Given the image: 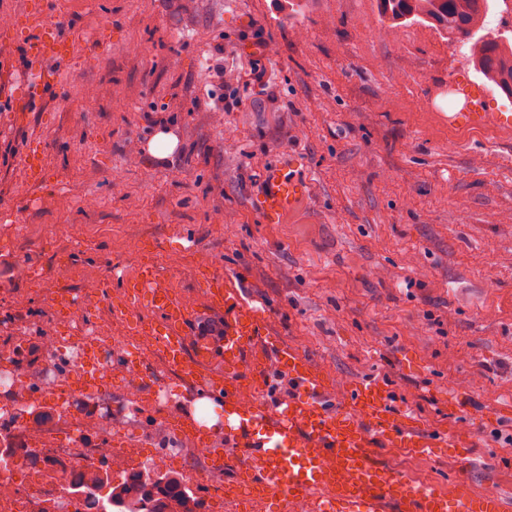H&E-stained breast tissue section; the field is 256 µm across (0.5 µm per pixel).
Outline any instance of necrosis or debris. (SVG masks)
<instances>
[{
	"label": "necrosis or debris",
	"mask_w": 512,
	"mask_h": 512,
	"mask_svg": "<svg viewBox=\"0 0 512 512\" xmlns=\"http://www.w3.org/2000/svg\"><path fill=\"white\" fill-rule=\"evenodd\" d=\"M71 322L77 341L47 333L35 336L25 320L0 325V512H90L82 492L90 473L148 481L181 468L188 486L205 485L206 512H224V474L213 464V450L182 437L169 447L179 407L170 374L158 372L144 389L136 365L115 366L117 339L98 323L86 321L79 298H72ZM96 357L84 363V346ZM93 373L122 383L75 396L69 370ZM158 409L154 431L140 429L145 407Z\"/></svg>",
	"instance_id": "4bbe7bcc"
}]
</instances>
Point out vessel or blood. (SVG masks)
I'll return each instance as SVG.
<instances>
[{"mask_svg": "<svg viewBox=\"0 0 512 512\" xmlns=\"http://www.w3.org/2000/svg\"><path fill=\"white\" fill-rule=\"evenodd\" d=\"M53 26H46V18ZM27 30L28 57L36 62L69 60L74 34L57 0H29L20 15ZM448 123L512 131L511 112H452ZM300 182L284 170L273 172L262 206L273 214L300 195ZM233 274H217L205 284L211 310L224 314L221 335L191 338L196 314L181 292L162 287L157 266L146 264L125 282L117 312L129 335L146 341L167 367L194 390L224 401L220 441L233 450L226 491L248 487L274 512H512V501L496 488L474 493L460 480L453 493L412 480L379 462L382 451L408 457L446 448L467 468L476 447L473 426L426 429L406 408L394 406L385 381L376 376L337 381L299 346L274 336L255 300L246 298ZM149 306L155 320L138 317ZM274 364L288 377L289 393L267 408L264 368ZM336 400L327 410L324 397Z\"/></svg>", "mask_w": 512, "mask_h": 512, "instance_id": "vessel-or-blood-1", "label": "vessel or blood"}]
</instances>
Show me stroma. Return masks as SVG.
I'll return each instance as SVG.
<instances>
[{
    "instance_id": "stroma-1",
    "label": "stroma",
    "mask_w": 512,
    "mask_h": 512,
    "mask_svg": "<svg viewBox=\"0 0 512 512\" xmlns=\"http://www.w3.org/2000/svg\"><path fill=\"white\" fill-rule=\"evenodd\" d=\"M0 0L12 111L0 113V322L28 294L26 320L69 335L51 293L90 281L102 330L109 298L141 265L183 293L198 325L220 321L202 282L243 272L274 333L342 380H386L395 405L430 429L476 424L473 491L512 490V136L448 129L457 85L475 112H511L458 42L429 23L386 29L377 0H59L81 33L52 83L25 96L31 64ZM223 58L237 81L208 67ZM178 138L159 160L157 130ZM39 157L35 172L24 165ZM286 167L304 189L266 214L264 175ZM463 394L448 412L442 399ZM383 463L454 487L448 457ZM178 139L170 129L156 131L147 142V150L150 155L157 159H167L176 149Z\"/></svg>"
}]
</instances>
